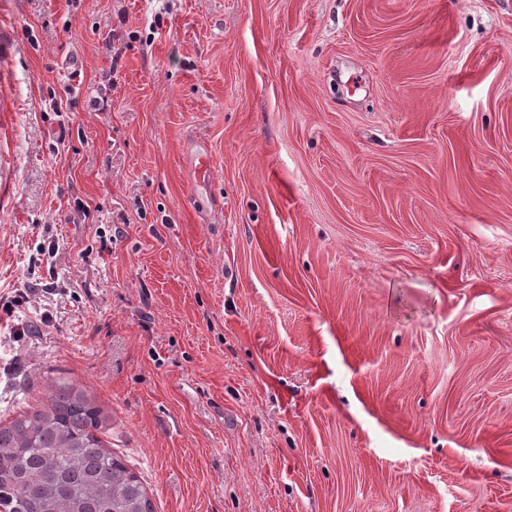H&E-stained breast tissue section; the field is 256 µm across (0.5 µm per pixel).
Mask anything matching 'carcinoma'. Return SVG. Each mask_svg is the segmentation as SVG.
I'll list each match as a JSON object with an SVG mask.
<instances>
[{
    "label": "carcinoma",
    "instance_id": "obj_1",
    "mask_svg": "<svg viewBox=\"0 0 512 512\" xmlns=\"http://www.w3.org/2000/svg\"><path fill=\"white\" fill-rule=\"evenodd\" d=\"M45 398L0 425V512H154L138 474L105 447L103 409L65 382Z\"/></svg>",
    "mask_w": 512,
    "mask_h": 512
}]
</instances>
